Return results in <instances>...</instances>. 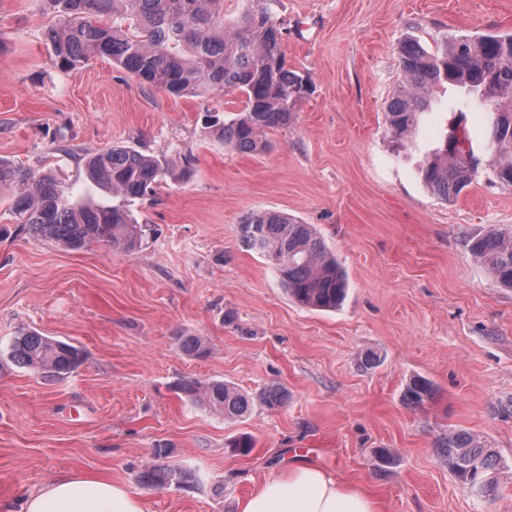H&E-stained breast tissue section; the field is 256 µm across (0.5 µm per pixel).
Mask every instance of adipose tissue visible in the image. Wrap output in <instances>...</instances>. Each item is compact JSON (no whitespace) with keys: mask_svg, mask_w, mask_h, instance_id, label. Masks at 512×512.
<instances>
[{"mask_svg":"<svg viewBox=\"0 0 512 512\" xmlns=\"http://www.w3.org/2000/svg\"><path fill=\"white\" fill-rule=\"evenodd\" d=\"M240 512H382L367 492L325 471L298 464L263 482L239 504ZM24 512H144L120 480L104 475H61L24 503Z\"/></svg>","mask_w":512,"mask_h":512,"instance_id":"obj_1","label":"adipose tissue"}]
</instances>
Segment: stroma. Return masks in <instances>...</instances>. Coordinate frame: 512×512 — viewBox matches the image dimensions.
Segmentation results:
<instances>
[{"label":"stroma","mask_w":512,"mask_h":512,"mask_svg":"<svg viewBox=\"0 0 512 512\" xmlns=\"http://www.w3.org/2000/svg\"><path fill=\"white\" fill-rule=\"evenodd\" d=\"M269 7L288 68L310 88L288 126L266 133L267 150L244 154L204 135L207 114L241 111L239 93L177 98L105 58L61 71L43 0H0L1 158L55 170L76 197L94 192L84 155L116 143L191 160L188 180L134 202L154 233L131 253L37 240L0 190V512L67 472L123 480L144 512H239L296 464L369 491L384 512H512V288L466 246L512 230V187L483 173L446 201L417 174L415 157L454 113L482 152L485 118L462 90H437L413 159L396 157L386 124L404 41L432 50L451 35L512 32V0ZM262 210L324 238L350 283L339 309L296 304L242 246L241 218ZM24 330L79 347L83 363L55 382L16 365L10 345ZM181 336L201 337L208 354H183ZM369 351L381 362L361 369ZM415 376L435 389L420 407L403 399ZM193 379L248 393L276 384L288 402L230 424L180 391ZM458 429L495 448L493 496L475 498L450 472L438 441ZM242 434L254 441L245 456L229 446ZM158 448L200 482L142 486Z\"/></svg>","instance_id":"35a3bbf8"}]
</instances>
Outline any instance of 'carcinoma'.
<instances>
[{
	"mask_svg": "<svg viewBox=\"0 0 512 512\" xmlns=\"http://www.w3.org/2000/svg\"><path fill=\"white\" fill-rule=\"evenodd\" d=\"M55 22L44 33L54 64L61 70L80 68L93 57H105L133 74L142 85L176 97L209 98L237 91L242 111L229 121L211 119L209 136L224 147L244 153L266 149L265 134L288 125L297 101L308 90L303 75L285 67L281 54L283 28L266 6H254L235 21L224 20V0H44ZM403 79L387 110V132L396 154L414 146L422 116L434 93L449 85L476 99L487 115L486 159L475 156L465 136L456 152L448 140L419 161L425 185L448 201L485 171L503 186H512V34L451 37L429 51L413 41L400 47ZM86 175L112 202L73 198L59 190L56 179L0 158V186L15 189L12 211L32 235L64 250L93 243L133 252L153 234L138 222L130 202L156 195L176 164L164 155H146L114 144L83 158ZM240 242L277 273L288 297L313 309L336 310L345 301L349 282L336 255L309 224L286 212L249 213L238 225ZM475 259L501 285L512 288V231H491L468 242ZM179 349L202 357L208 347L198 336L179 337ZM10 358L49 380L73 372L82 360L70 344L34 331L21 332L10 346ZM181 391L194 402L218 412L227 422L245 418L254 403L283 406L288 392L278 386L245 393L222 380H187ZM434 395L425 378L406 386L404 399L418 407ZM451 461L474 462L482 476L499 466L486 441L466 431H453L438 441ZM195 473L178 464L148 463L139 473L147 486L187 484Z\"/></svg>",
	"mask_w": 512,
	"mask_h": 512,
	"instance_id": "carcinoma-1",
	"label": "carcinoma"
}]
</instances>
